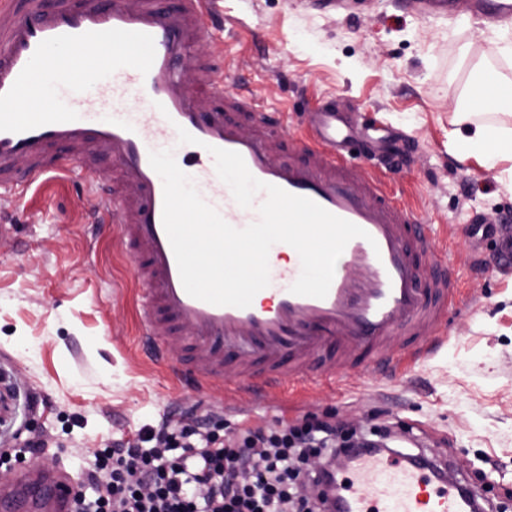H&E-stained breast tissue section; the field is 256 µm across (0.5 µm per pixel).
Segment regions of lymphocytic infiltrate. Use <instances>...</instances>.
<instances>
[{
  "label": "lymphocytic infiltrate",
  "mask_w": 512,
  "mask_h": 512,
  "mask_svg": "<svg viewBox=\"0 0 512 512\" xmlns=\"http://www.w3.org/2000/svg\"><path fill=\"white\" fill-rule=\"evenodd\" d=\"M383 435L331 419L234 433L212 414L190 428L165 422L98 449L84 475L97 495L78 497L74 512H334L337 456L378 447ZM307 480L325 485L319 503L297 495Z\"/></svg>",
  "instance_id": "1"
}]
</instances>
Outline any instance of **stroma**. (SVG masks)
<instances>
[{
    "label": "stroma",
    "instance_id": "obj_1",
    "mask_svg": "<svg viewBox=\"0 0 512 512\" xmlns=\"http://www.w3.org/2000/svg\"><path fill=\"white\" fill-rule=\"evenodd\" d=\"M224 29L192 46L193 64L222 58L224 91L248 87L270 105H287L289 131L301 114L334 102L366 127L353 143L357 162H379L385 141L405 159L395 186L405 204L448 230V266L459 307L448 314V342L402 377L344 370L342 391L266 403L227 396L215 385L200 398L171 362L143 349L137 334L128 260L112 232L89 223L95 201L84 181H112L104 159L46 176L17 205L4 206L14 229L0 236V451L29 439L45 443L81 478L97 449L135 438L143 427L185 422L206 407L234 429L277 427L280 420L334 417L356 430L405 432L402 451L450 462L457 478L483 488L498 512H512V254L499 248L512 190L500 162L459 161L454 139L463 112L505 105L512 96V22L491 23L459 11L418 17L405 0H346L321 11L309 0H218ZM492 71L494 96L471 102L473 77ZM484 229L467 234L473 216ZM48 403L28 413V396Z\"/></svg>",
    "mask_w": 512,
    "mask_h": 512
}]
</instances>
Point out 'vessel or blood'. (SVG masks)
<instances>
[{
  "instance_id": "vessel-or-blood-1",
  "label": "vessel or blood",
  "mask_w": 512,
  "mask_h": 512,
  "mask_svg": "<svg viewBox=\"0 0 512 512\" xmlns=\"http://www.w3.org/2000/svg\"><path fill=\"white\" fill-rule=\"evenodd\" d=\"M216 0H0V191L25 190L71 162L105 157L118 172L92 185L112 219L113 247L130 257L135 315L154 350L190 328L198 391L224 383L237 396H277L335 385L336 362L403 375L446 339L457 282L438 230L404 204L387 176L340 153L355 135L335 111L298 130L304 160L276 161L286 112L249 92H218L215 65L185 85L177 63L210 39ZM194 136L180 143L179 130ZM242 155L260 181L309 198L365 230L339 257L326 297L291 293L302 265L292 246L269 251V279L249 307L218 306L184 289L163 225V181L149 154L171 151L203 200L231 226L259 218L218 177L210 147ZM74 488L58 461L0 488V512H72ZM336 512H470L458 484L400 456L365 451L339 485Z\"/></svg>"
}]
</instances>
